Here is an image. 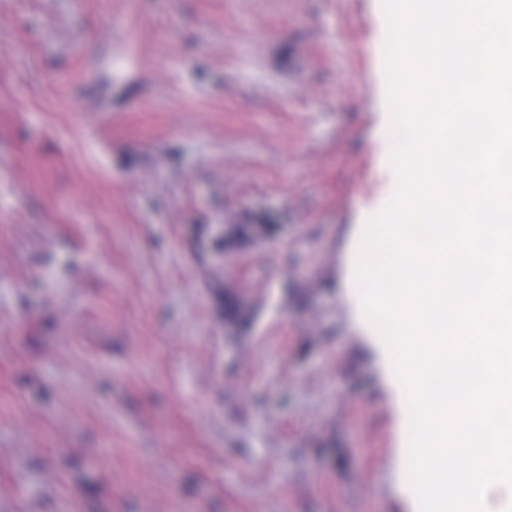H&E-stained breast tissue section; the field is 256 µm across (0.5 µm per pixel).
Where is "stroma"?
<instances>
[{"label":"stroma","mask_w":512,"mask_h":512,"mask_svg":"<svg viewBox=\"0 0 512 512\" xmlns=\"http://www.w3.org/2000/svg\"><path fill=\"white\" fill-rule=\"evenodd\" d=\"M385 35L381 0H0V512H414L339 286L395 189Z\"/></svg>","instance_id":"35a3bbf8"}]
</instances>
